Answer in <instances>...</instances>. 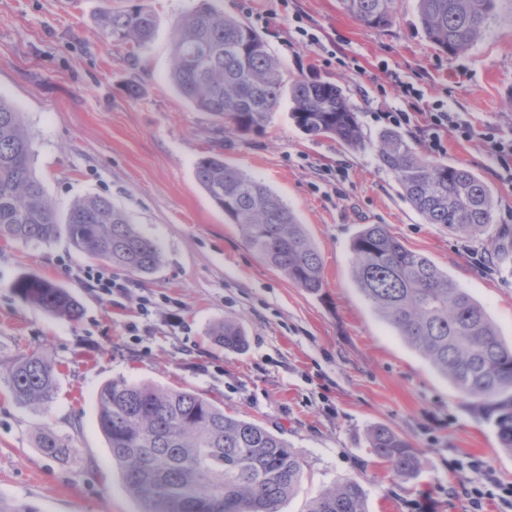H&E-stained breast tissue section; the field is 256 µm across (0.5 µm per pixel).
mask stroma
<instances>
[{
    "mask_svg": "<svg viewBox=\"0 0 512 512\" xmlns=\"http://www.w3.org/2000/svg\"><path fill=\"white\" fill-rule=\"evenodd\" d=\"M139 5L159 25L142 48L101 32L103 0H0V96L33 131L34 170L57 214L100 195L126 213L163 254L144 277L113 269L101 294L87 278L100 260L61 238H0V361L37 350L59 365L45 410L18 406L0 374V499L38 512H140L124 488L98 425L102 386L123 378L198 393L225 411L274 430L302 450V489L281 512H306L311 497L342 478L357 480L368 512H512V453L492 423L412 349L354 283L351 242L383 224L477 299L512 341V261H488L483 246L425 223L372 151H353L299 130L281 99L263 132H216L169 82L174 23L195 0H112ZM266 41L290 77L309 72L340 85L368 137L401 110L399 130L437 162L473 171L490 185L496 221L512 225V181L491 155L488 135L512 136V0H501L466 53L437 50L421 32L416 0H400L392 23L370 29L338 0H216ZM303 26L319 47L295 33ZM418 98L404 96L397 79ZM141 87L130 96L128 83ZM456 112L470 135L448 129L429 145L426 115ZM256 177L290 206L316 246L324 288L315 296L250 248L196 179L210 152ZM25 275L53 281L83 305L72 322L34 309L13 291ZM237 322L247 347L230 352L209 332ZM50 424L75 449L45 456L36 429ZM377 425L406 436L425 459L396 484L368 452ZM481 502H474L475 490Z\"/></svg>",
    "mask_w": 512,
    "mask_h": 512,
    "instance_id": "35a3bbf8",
    "label": "stroma"
}]
</instances>
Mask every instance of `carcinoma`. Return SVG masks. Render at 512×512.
<instances>
[{"instance_id": "1", "label": "carcinoma", "mask_w": 512, "mask_h": 512, "mask_svg": "<svg viewBox=\"0 0 512 512\" xmlns=\"http://www.w3.org/2000/svg\"><path fill=\"white\" fill-rule=\"evenodd\" d=\"M372 29L391 24L398 0H338ZM496 0H417L418 24L437 49L456 55L488 28ZM99 26L112 42L137 47L152 39L157 21L140 6L104 8ZM170 83L215 130L260 132L283 92L291 117L311 137H327L358 151L371 149L403 195L428 224L473 237L490 255L512 247V227L494 223L496 200L470 170L419 154L396 130L367 141L356 107L336 84L301 76L286 83L282 62L260 34L224 15L212 0L175 23ZM35 140L22 113L0 97V237L50 242L61 236L109 265L151 275L162 264L155 243L102 196L74 200L57 218L33 169ZM199 184L236 224L245 242L273 269L311 295L324 288L319 254L295 212L270 187L213 153L196 166ZM353 277L379 316L470 399L512 451V344L484 307L426 256L406 248L383 224H365L352 243ZM27 304L56 317L79 320L81 302L53 281L25 275L13 284ZM215 342L235 350L245 338L232 321L211 328ZM16 403L45 409L57 393L55 363L43 353L5 365ZM98 424L141 512H279L301 487L303 453L279 434L184 390L123 378L98 393ZM373 455L400 483L424 466L402 434L379 425L368 433ZM37 447L46 455L74 454L66 438L42 426ZM307 512H367L366 495L351 478L310 501Z\"/></svg>"}]
</instances>
